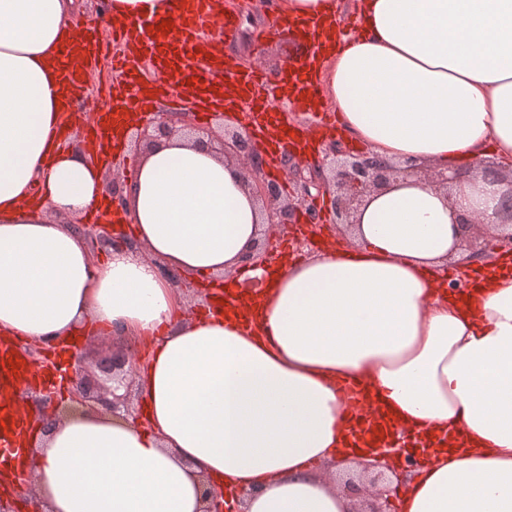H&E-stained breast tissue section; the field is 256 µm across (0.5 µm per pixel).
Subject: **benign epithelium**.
Instances as JSON below:
<instances>
[{"mask_svg": "<svg viewBox=\"0 0 512 512\" xmlns=\"http://www.w3.org/2000/svg\"><path fill=\"white\" fill-rule=\"evenodd\" d=\"M175 133L208 149L217 143L224 158L243 162V174L253 197L268 211L270 226L280 233L298 228L301 209L316 198L326 201V210L309 209L305 218L310 231L320 234L327 226L336 230L342 224L353 223L354 215L368 194L400 181L421 177L428 178L448 197L453 185L465 178L505 186L500 194L497 213L499 223L512 228V175L505 173L503 167L493 160L479 158L464 170L436 166L426 169L412 159L393 163L369 151L354 154L342 141L330 139L321 144L312 162H300L297 151L289 148L280 153L279 165L291 176L293 183V194L287 196L279 181L266 174L272 160L258 145L252 129L244 127L241 122L235 126H224V135L219 137L211 126L196 123L193 112H150L141 125L128 131V137L134 141V146L140 148ZM110 164L113 172L110 200L112 208L121 209L126 199L127 183L118 178V174L124 168V161L115 158ZM479 225L481 220L477 214L459 220L457 227L461 243L473 244L472 230ZM76 228L94 252L121 242L128 248L133 246V241L113 232L109 220L78 224ZM272 261L273 253L264 243L247 257V263L259 268ZM141 364L143 361L138 358L130 360L117 354L89 364L77 353L65 363L49 362L47 369L71 386L74 405L62 407L55 414L39 413L32 417V421L46 430L53 422L79 413V407L83 405L118 420L141 418L136 404L139 396L133 393V376ZM395 453L394 447L382 448L373 459L363 464V470L369 474L368 483H360L352 477L343 483L346 496L358 497L363 502V508L357 512H394L390 496L393 478L399 476V472L389 465L388 457ZM203 495L207 500L204 512H242L240 504L250 496V491L230 487L215 492L206 487Z\"/></svg>", "mask_w": 512, "mask_h": 512, "instance_id": "1", "label": "benign epithelium"}]
</instances>
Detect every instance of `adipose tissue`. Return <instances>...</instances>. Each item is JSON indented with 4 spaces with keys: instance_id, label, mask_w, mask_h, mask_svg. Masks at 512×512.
<instances>
[{
    "instance_id": "adipose-tissue-1",
    "label": "adipose tissue",
    "mask_w": 512,
    "mask_h": 512,
    "mask_svg": "<svg viewBox=\"0 0 512 512\" xmlns=\"http://www.w3.org/2000/svg\"><path fill=\"white\" fill-rule=\"evenodd\" d=\"M180 0H110L111 24L170 20ZM335 0H290L298 24L334 37ZM74 0H0V338L56 345L98 329L149 340L136 380L143 418L96 411L23 435L46 512H201V482L250 490L247 512H352L328 461L354 381L428 448L399 512H512V274L462 307L438 291L463 254L457 214L498 234L495 185L447 196L414 179L371 194L342 248L249 267L269 235L238 168L171 136L141 152L127 223L141 253L94 259L72 219L101 206L102 169L58 145ZM359 33L329 46L322 85L344 136L388 161H512V0H362ZM230 278L231 300L185 316L162 275ZM263 282L250 293L245 282Z\"/></svg>"
}]
</instances>
